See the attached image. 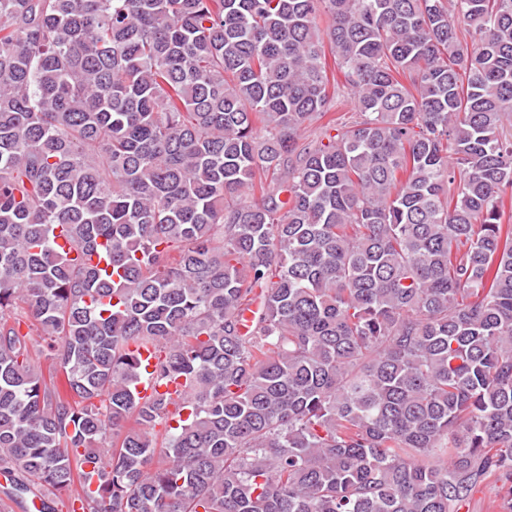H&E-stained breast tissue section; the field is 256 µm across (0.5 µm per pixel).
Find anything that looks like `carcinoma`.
Masks as SVG:
<instances>
[{
	"mask_svg": "<svg viewBox=\"0 0 512 512\" xmlns=\"http://www.w3.org/2000/svg\"><path fill=\"white\" fill-rule=\"evenodd\" d=\"M507 196L512 0H0V512H512ZM499 494L498 484L492 481L483 482L473 489L467 506L460 512H488V503Z\"/></svg>",
	"mask_w": 512,
	"mask_h": 512,
	"instance_id": "carcinoma-1",
	"label": "carcinoma"
}]
</instances>
